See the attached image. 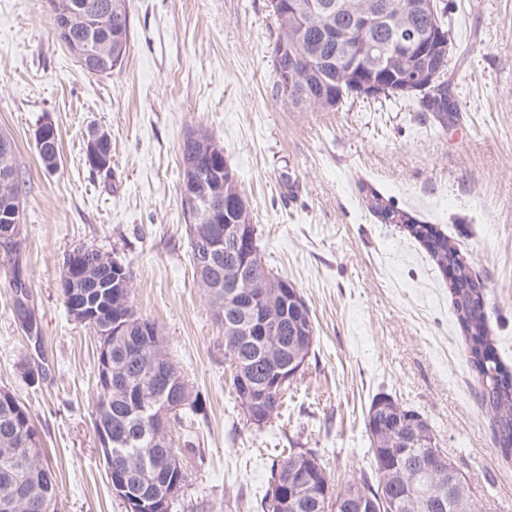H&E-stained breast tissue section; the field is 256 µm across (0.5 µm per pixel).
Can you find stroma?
<instances>
[{
    "label": "stroma",
    "instance_id": "stroma-1",
    "mask_svg": "<svg viewBox=\"0 0 512 512\" xmlns=\"http://www.w3.org/2000/svg\"><path fill=\"white\" fill-rule=\"evenodd\" d=\"M121 72L91 76L53 37L47 0H0V133L26 174L20 269L39 339L22 330L0 264V389L27 407L59 480L62 512H127L92 424L97 340L67 312L64 255L91 243L130 269L131 298L203 403L171 432L188 473L173 512H262L283 448L318 452L333 479L369 470L364 417L378 394L418 411L461 470L477 512H512V461L475 398L452 275L361 185L447 234L487 292L489 328L512 370V0H448L457 48L447 128L416 103L350 101L292 112L269 93V0H127ZM51 117L47 173L35 133ZM112 137V173L90 171V129ZM207 130L224 149L268 267L309 306L315 343L286 415L248 422L224 362V327L194 283L179 145ZM44 376L30 382L22 362Z\"/></svg>",
    "mask_w": 512,
    "mask_h": 512
}]
</instances>
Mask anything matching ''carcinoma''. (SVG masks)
Segmentation results:
<instances>
[{
  "label": "carcinoma",
  "instance_id": "1",
  "mask_svg": "<svg viewBox=\"0 0 512 512\" xmlns=\"http://www.w3.org/2000/svg\"><path fill=\"white\" fill-rule=\"evenodd\" d=\"M65 0H49L52 30L55 38L76 55L75 48L83 41H92L116 51L112 64L105 74L110 75L124 66L131 48V25L125 0H72L79 5L85 17L92 20L86 25L73 24L60 26L59 11ZM331 5L329 16L332 22L345 28L357 0H326ZM389 7V15L394 22L408 31L424 27L428 19L424 16L407 15L404 12L406 0H384ZM277 36L274 42V67L276 80L271 87L272 97L281 105L296 112H329L339 108L348 98L358 94L350 91L351 81L341 80L340 70L333 68L341 51L336 40L323 39L321 27L324 18L310 16L298 20L286 13L275 16ZM125 27L122 45L112 39V25ZM370 40L380 48H388L392 40L391 28L376 25L366 32H360L355 40ZM448 50L433 59V72L437 73V86L442 94L432 93V88L421 84L413 90L403 91L396 77L381 81L383 89L373 99L414 98L420 111L431 113L439 125H448V114L456 111L452 99L451 80L448 77V62L455 48L453 34H448ZM307 57L299 73L301 75L299 93L291 98L286 96L282 77L288 69L297 67L298 57ZM8 143L7 149L0 151V175L7 173L8 181L0 179V197L9 195L23 208L25 175L15 161V144L11 137L0 134V144ZM38 157L45 169L51 173L57 168L54 148L49 144L35 145ZM181 164L184 173L204 177L203 187L218 206L224 203V174L214 175V156L221 157L220 164H226L224 149L214 138L202 144L184 137L180 143ZM367 207L382 224H407L409 234L418 240L438 266L443 263L462 262L460 252L448 240V236L417 218L409 211L395 207L374 189H369ZM8 285L13 290V311L22 323L27 335L37 334L38 322L34 309L29 304L26 279L18 267H12ZM455 297L456 321L464 338L468 362L476 373L478 398L481 408L490 415L494 426V441L498 452L506 460H512V372L504 369L497 357L492 339L488 336V311L480 301L472 296L482 293L476 281L463 276L451 285ZM90 302L97 305L98 317L87 323L91 329L96 325L116 320L121 314H132L143 324H156V321L138 314L131 298H126L123 313L112 309V289H88ZM216 320L230 325L243 318V313L234 301L227 296L228 289H206ZM292 328L288 319H283L275 335L263 339L261 336H232L224 334V350L231 352L241 366L246 383L261 388L272 376L273 371L288 363ZM112 372L118 382H105L97 386V400L93 413V426L103 425L112 429V438L132 440V444L120 448L124 459L112 470L110 484L124 480L128 472L134 477L128 480L130 490L155 489L159 485H175L182 489L187 482V472L183 464L166 467L163 460L168 449L159 443L169 441V434L154 438L150 421L143 409L153 405L160 407L165 400L164 386L157 372L147 362L136 346L124 342L121 337H112ZM290 385L264 395V405L271 414H278ZM12 448L17 452L9 462L13 476L5 479L0 476V499L10 498L15 502L14 512H36L32 507L34 498L44 492L59 494L58 479L54 468L43 457L41 439L35 429L26 406L9 390L0 389V467L4 457ZM373 469L362 472L347 480L343 487L355 490L374 501L378 512H436L429 503L443 500L447 508L444 512H458L453 507V497L448 490V478L440 475L429 466L426 451L422 448H373ZM296 450L281 451L273 461L268 480V489L261 500L262 512H282V500L272 493L273 488L290 492L282 485L286 472L293 466ZM307 466L293 474V481L304 487V495L295 499L288 512H326L322 484L331 481L327 468L319 455L311 449L304 451Z\"/></svg>",
  "mask_w": 512,
  "mask_h": 512
}]
</instances>
